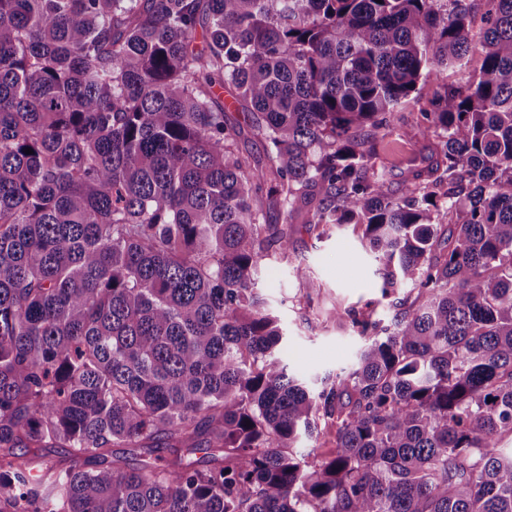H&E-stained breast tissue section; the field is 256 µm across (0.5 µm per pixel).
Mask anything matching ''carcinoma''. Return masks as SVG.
I'll use <instances>...</instances> for the list:
<instances>
[{"label": "carcinoma", "mask_w": 512, "mask_h": 512, "mask_svg": "<svg viewBox=\"0 0 512 512\" xmlns=\"http://www.w3.org/2000/svg\"><path fill=\"white\" fill-rule=\"evenodd\" d=\"M492 2L478 77L443 85L396 190L367 145L468 59L463 0H0V512H512V0ZM301 204L309 233H361L383 293L414 291L390 329L353 317L356 367L318 390L256 293L292 232L268 214ZM317 429L334 451L298 456Z\"/></svg>", "instance_id": "obj_1"}]
</instances>
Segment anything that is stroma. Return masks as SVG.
<instances>
[{
	"instance_id": "obj_1",
	"label": "stroma",
	"mask_w": 512,
	"mask_h": 512,
	"mask_svg": "<svg viewBox=\"0 0 512 512\" xmlns=\"http://www.w3.org/2000/svg\"><path fill=\"white\" fill-rule=\"evenodd\" d=\"M470 9L468 38L474 49L468 62L448 70L440 78H421L415 92L398 106L389 129L370 143L371 162L384 171L394 185H401L409 168L420 163L432 139L423 113L431 111L433 99L443 84L466 90L474 81L484 40L485 15L490 0H466ZM307 208L284 216L271 213V224L288 222L295 231L287 259L262 261L256 276L257 290L268 310L277 317L283 340L280 356L290 372L319 387L325 376L351 365L364 339L348 314L372 310L381 326H389L396 313L397 295L383 296L377 264L353 235L351 227L331 228L318 238L306 232ZM313 278L318 287L308 292L303 277Z\"/></svg>"
}]
</instances>
